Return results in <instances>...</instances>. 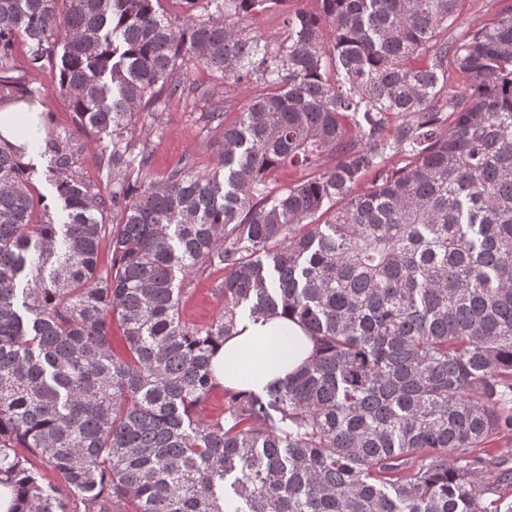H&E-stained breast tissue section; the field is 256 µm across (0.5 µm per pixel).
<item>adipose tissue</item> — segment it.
Returning a JSON list of instances; mask_svg holds the SVG:
<instances>
[{
	"label": "adipose tissue",
	"mask_w": 512,
	"mask_h": 512,
	"mask_svg": "<svg viewBox=\"0 0 512 512\" xmlns=\"http://www.w3.org/2000/svg\"><path fill=\"white\" fill-rule=\"evenodd\" d=\"M310 351L309 339L295 323L280 317L250 322L213 357L214 377L227 389L259 388L295 371Z\"/></svg>",
	"instance_id": "ef3b65f1"
}]
</instances>
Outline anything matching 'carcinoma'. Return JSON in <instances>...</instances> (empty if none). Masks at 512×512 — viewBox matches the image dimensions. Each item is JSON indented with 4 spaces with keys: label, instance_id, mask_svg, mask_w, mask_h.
Returning a JSON list of instances; mask_svg holds the SVG:
<instances>
[{
    "label": "carcinoma",
    "instance_id": "obj_1",
    "mask_svg": "<svg viewBox=\"0 0 512 512\" xmlns=\"http://www.w3.org/2000/svg\"><path fill=\"white\" fill-rule=\"evenodd\" d=\"M319 2L285 10L260 54L239 23L288 0H207L180 22L154 0H0V113L34 112L27 71L48 64L77 126L112 135L108 200L49 117L22 145L0 135L9 512H512L477 470L512 443V2L461 31V0ZM186 61L270 91L200 116L216 167L187 156L152 179V145L124 133L160 92L212 99ZM31 145L52 206L29 189ZM285 164L305 176L275 191ZM203 265L225 272L224 311L198 328L174 281ZM271 316L310 359L207 416L216 350Z\"/></svg>",
    "mask_w": 512,
    "mask_h": 512
}]
</instances>
